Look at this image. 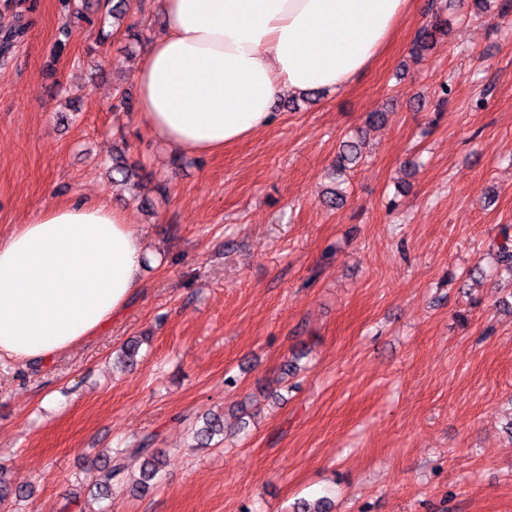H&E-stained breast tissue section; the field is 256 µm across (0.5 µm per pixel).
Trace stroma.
<instances>
[{
  "mask_svg": "<svg viewBox=\"0 0 512 512\" xmlns=\"http://www.w3.org/2000/svg\"><path fill=\"white\" fill-rule=\"evenodd\" d=\"M18 13L25 37L0 58V240L102 197L149 265L102 335L48 365L0 360V477L28 493L14 512H512V287L472 271L512 225V11L414 0L349 87L181 159L138 111L142 45L84 25L59 52V0H0V25ZM436 17L450 31L417 57ZM363 128L347 201L327 208L325 175ZM118 147L139 195L106 175ZM136 339L140 365L113 369ZM213 411L232 437L192 449ZM149 434L169 462L140 493ZM115 449L125 468L95 500Z\"/></svg>",
  "mask_w": 512,
  "mask_h": 512,
  "instance_id": "1",
  "label": "stroma"
}]
</instances>
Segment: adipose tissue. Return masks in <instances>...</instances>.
<instances>
[{
  "mask_svg": "<svg viewBox=\"0 0 512 512\" xmlns=\"http://www.w3.org/2000/svg\"><path fill=\"white\" fill-rule=\"evenodd\" d=\"M412 0H164L134 71L151 135L185 156L268 127L284 95L348 87ZM144 244L103 198L37 210L0 241V358L42 364L99 334L143 286Z\"/></svg>",
  "mask_w": 512,
  "mask_h": 512,
  "instance_id": "ef3b65f1",
  "label": "adipose tissue"
}]
</instances>
